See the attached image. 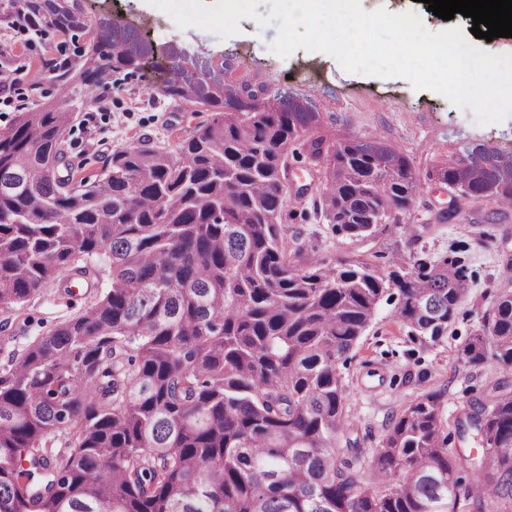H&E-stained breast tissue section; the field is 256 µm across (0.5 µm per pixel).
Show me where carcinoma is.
Masks as SVG:
<instances>
[{
    "instance_id": "1",
    "label": "carcinoma",
    "mask_w": 512,
    "mask_h": 512,
    "mask_svg": "<svg viewBox=\"0 0 512 512\" xmlns=\"http://www.w3.org/2000/svg\"><path fill=\"white\" fill-rule=\"evenodd\" d=\"M3 20L78 37L81 0H7ZM106 24L99 40L47 64L58 98L0 130V310L47 283L96 288L79 317L0 369V512H512V395L456 420L478 461L448 447L439 397L411 403L368 462L336 449L339 365L397 290V316L438 340L468 286L457 258L362 255L297 263L282 236L285 144L322 172L323 217L341 236L387 227L421 189L410 162L376 139L329 142L298 107L248 112L265 89L217 112L173 151L112 155L104 176H59L74 102L102 76L139 73L153 53ZM468 168L427 175L465 196L512 201V163L477 145ZM512 366V293L461 350ZM474 470L471 482L459 471ZM496 503L489 510L488 500Z\"/></svg>"
}]
</instances>
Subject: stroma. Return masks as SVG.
Segmentation results:
<instances>
[{"label": "stroma", "instance_id": "35a3bbf8", "mask_svg": "<svg viewBox=\"0 0 512 512\" xmlns=\"http://www.w3.org/2000/svg\"><path fill=\"white\" fill-rule=\"evenodd\" d=\"M90 21L86 38L98 32L100 15L121 18L146 32L151 43L169 50L168 67L186 74L210 73V83L234 98L242 85H264V101L279 107L290 103L319 113V131L327 139L375 137L408 158L426 182L410 208L399 215V227L357 241L333 233L314 211L318 192L303 149L288 153L291 181L283 202V233L290 258L329 261L364 254L386 268L395 251L425 250L440 258H461L470 287L455 320L439 341L412 331L392 304L380 303L364 335L340 372L346 386L345 423L337 449L354 441L363 460H370L401 410L429 393L440 394L443 431L458 447L455 420L472 403L496 393L512 394V367L495 360L471 366L460 351L491 310L496 296L512 293V209L501 211L489 199L460 197L446 185L428 180V173L466 159V147L483 145L503 159L512 158V117L478 125L471 109L458 107L430 90L414 89L399 77L351 73L336 59L297 49L289 57L272 53L276 26L259 28L241 19L238 34L221 38L198 27H178L162 11L148 12L139 0H84ZM386 7L392 13L419 14L431 31L447 26L470 30L471 18L455 14L443 21L422 0H363L365 11ZM69 36L55 32L35 36L0 21V70L11 73L18 89L30 91L25 111L35 112L55 101V89L43 78L45 65L73 50ZM155 77L121 73L104 75L99 99L76 105L65 132V149L76 177H99L113 153L145 143L175 149L198 125L210 122L214 110L165 96ZM308 186L304 205H297L298 187ZM92 292L47 284L10 317V343L0 346V365L12 352L45 336L59 323L83 314Z\"/></svg>", "mask_w": 512, "mask_h": 512}]
</instances>
